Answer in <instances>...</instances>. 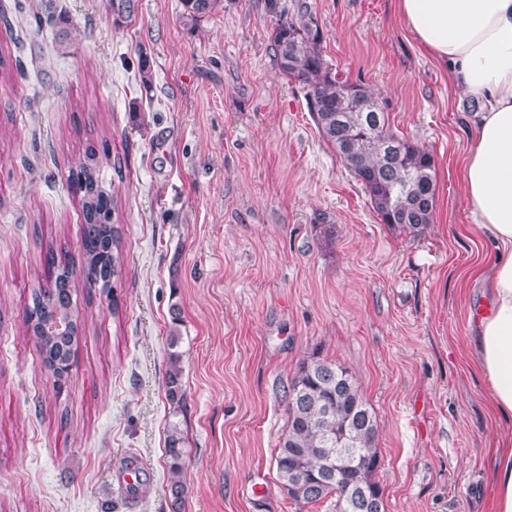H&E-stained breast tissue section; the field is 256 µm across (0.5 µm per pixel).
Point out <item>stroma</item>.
Segmentation results:
<instances>
[{"label":"stroma","instance_id":"stroma-1","mask_svg":"<svg viewBox=\"0 0 512 512\" xmlns=\"http://www.w3.org/2000/svg\"><path fill=\"white\" fill-rule=\"evenodd\" d=\"M15 2L0 0V512H171L173 422L181 512H331L288 498L273 464L284 389L315 350L351 371L376 413L387 512H490L494 450L512 424L468 360L460 275L485 255L466 227L470 134L394 0L312 3L327 61L434 157L433 219L418 236L379 221L303 86L279 71L270 34L294 0H220L194 23L181 0H134L121 18L112 0H54L64 40L34 20L38 0L22 13ZM90 144L110 154L119 303L77 286L83 332L59 388L25 314L46 246L80 261L69 174ZM130 462L150 475L134 509L117 489ZM164 387L166 400L173 407V411H180L183 406L185 391L183 388L181 355L178 352H171L169 355ZM184 438L180 428L174 424L168 430L166 439V456L171 478L168 484V495L171 499L174 511H178L185 493V487L181 480L184 467Z\"/></svg>","mask_w":512,"mask_h":512}]
</instances>
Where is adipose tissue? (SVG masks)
<instances>
[{
	"instance_id": "ef3b65f1",
	"label": "adipose tissue",
	"mask_w": 512,
	"mask_h": 512,
	"mask_svg": "<svg viewBox=\"0 0 512 512\" xmlns=\"http://www.w3.org/2000/svg\"><path fill=\"white\" fill-rule=\"evenodd\" d=\"M414 41L447 69L471 132L462 184L486 247L466 273L489 301L470 316V358L496 414L512 423V0H397ZM494 512H512V438L495 457Z\"/></svg>"
}]
</instances>
